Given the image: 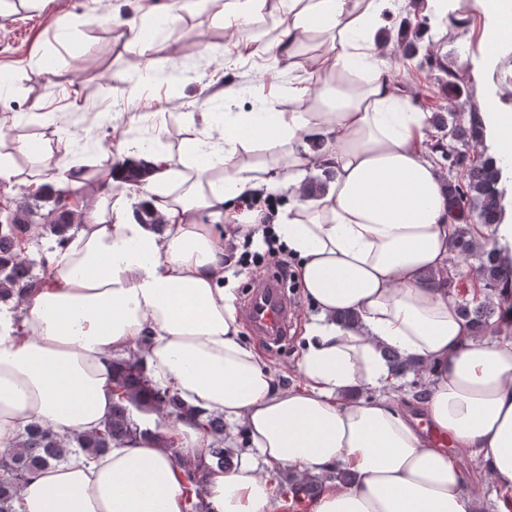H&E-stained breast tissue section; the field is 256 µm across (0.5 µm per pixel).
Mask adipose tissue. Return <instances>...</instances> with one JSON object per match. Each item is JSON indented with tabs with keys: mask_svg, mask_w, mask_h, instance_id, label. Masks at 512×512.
Instances as JSON below:
<instances>
[{
	"mask_svg": "<svg viewBox=\"0 0 512 512\" xmlns=\"http://www.w3.org/2000/svg\"><path fill=\"white\" fill-rule=\"evenodd\" d=\"M485 48L496 56L512 37V0H491ZM396 0H226L238 42L277 13L268 48L295 57L322 48L316 89L289 86L304 107L205 112L204 134L178 153L119 144L95 166L17 143L29 163L0 156V178L76 197L85 220L66 248L45 250L50 278L29 298L22 323L0 311V447L30 424L61 437L98 430L112 412V357L145 341L154 383L205 413L240 425L252 446L205 487L211 512H278L274 468L350 480L325 482L310 512H473L468 474L429 440L391 395L380 349L420 360L434 431L468 449L493 485L512 491V341L473 336L439 280L423 271L450 265L455 226L425 147L428 113L393 84L376 33ZM321 142L319 153L307 144ZM151 169L128 206L131 161ZM334 168L331 188L305 197L308 168ZM288 192L274 230L298 258L296 276L316 315L297 363L301 382L278 385L262 356L241 339L224 286V229L261 223L247 209L257 190ZM161 217L139 223L135 208ZM343 310L360 324L337 322ZM375 388V397L356 390ZM177 450L154 436L112 447L97 460L39 471L20 489L15 512H184L176 456H206L211 440L179 427Z\"/></svg>",
	"mask_w": 512,
	"mask_h": 512,
	"instance_id": "ef3b65f1",
	"label": "adipose tissue"
}]
</instances>
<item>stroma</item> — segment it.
Returning a JSON list of instances; mask_svg holds the SVG:
<instances>
[{"label":"stroma","mask_w":512,"mask_h":512,"mask_svg":"<svg viewBox=\"0 0 512 512\" xmlns=\"http://www.w3.org/2000/svg\"><path fill=\"white\" fill-rule=\"evenodd\" d=\"M223 7L222 0L202 9L189 0H41L37 5L19 0L0 15V80L5 83L0 127L12 129L14 140L35 145L47 135L48 123H55L56 135L71 152L92 162L132 130L156 139L162 149L178 150L196 132L186 114L223 111L228 81L242 89L229 106L232 111H248L261 96L279 111L295 109L288 85L316 86L315 73L303 58L288 61L259 42L236 44L224 25ZM171 12L181 16L173 35L162 24ZM472 12L475 27L451 29L426 48L470 87V98L432 94L433 82L419 60L403 59L398 50L390 55L397 85L419 111L442 107L465 116L494 97L502 111L512 112V81L498 74L483 49L480 7ZM133 26L151 41L149 53L131 41ZM72 31L79 34L75 46L67 39ZM147 113L153 114V124H142ZM241 337L262 348L281 386L298 384L299 331H291L277 348L263 346L246 324Z\"/></svg>","instance_id":"35a3bbf8"}]
</instances>
